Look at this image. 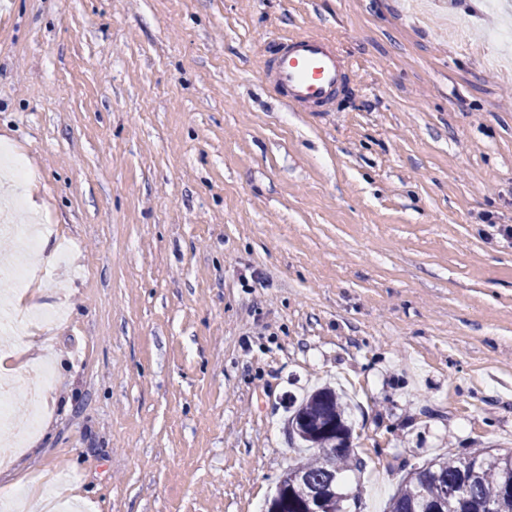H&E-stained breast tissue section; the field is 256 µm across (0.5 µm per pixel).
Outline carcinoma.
Returning <instances> with one entry per match:
<instances>
[{
    "instance_id": "obj_1",
    "label": "carcinoma",
    "mask_w": 512,
    "mask_h": 512,
    "mask_svg": "<svg viewBox=\"0 0 512 512\" xmlns=\"http://www.w3.org/2000/svg\"><path fill=\"white\" fill-rule=\"evenodd\" d=\"M293 434L313 449L284 475L267 512H304L315 494L328 496L331 512H344L345 473L358 469L352 428L340 395L323 388L310 395L291 419ZM388 512H512V450L481 452L467 460L440 458L416 468L392 496Z\"/></svg>"
}]
</instances>
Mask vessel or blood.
Segmentation results:
<instances>
[{"mask_svg":"<svg viewBox=\"0 0 512 512\" xmlns=\"http://www.w3.org/2000/svg\"><path fill=\"white\" fill-rule=\"evenodd\" d=\"M352 66L318 34L281 36L267 47L262 74L294 108H328L349 83Z\"/></svg>","mask_w":512,"mask_h":512,"instance_id":"1","label":"vessel or blood"}]
</instances>
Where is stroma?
I'll use <instances>...</instances> for the list:
<instances>
[{
	"label": "stroma",
	"mask_w": 512,
	"mask_h": 512,
	"mask_svg": "<svg viewBox=\"0 0 512 512\" xmlns=\"http://www.w3.org/2000/svg\"><path fill=\"white\" fill-rule=\"evenodd\" d=\"M486 0H0V202L39 218L0 315L48 365L13 512H264L329 386L365 463L347 512L413 468L512 449V76ZM467 18L475 54L448 39ZM352 62L329 112L261 81L276 35Z\"/></svg>",
	"instance_id": "1"
}]
</instances>
